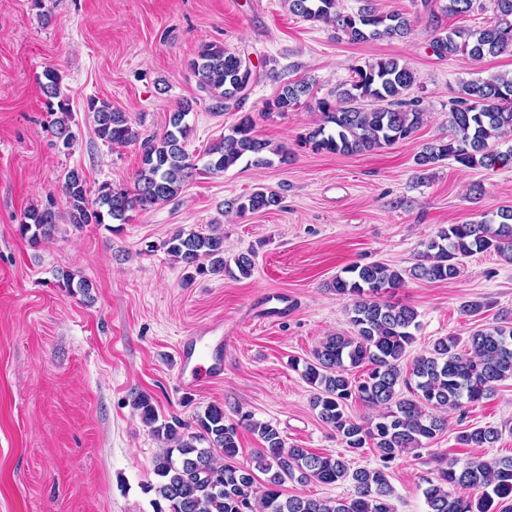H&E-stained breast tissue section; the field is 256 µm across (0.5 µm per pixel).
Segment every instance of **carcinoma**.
Returning <instances> with one entry per match:
<instances>
[{
  "instance_id": "carcinoma-1",
  "label": "carcinoma",
  "mask_w": 512,
  "mask_h": 512,
  "mask_svg": "<svg viewBox=\"0 0 512 512\" xmlns=\"http://www.w3.org/2000/svg\"><path fill=\"white\" fill-rule=\"evenodd\" d=\"M290 11L306 20L332 26L336 34L353 44L406 39L413 24L403 12L382 13L363 0L356 12L338 8V0H287ZM494 20L481 29L442 31L431 41L432 52L441 58L465 55L480 60L512 49V0H492ZM190 67L199 88L222 110L229 102L238 105L256 79L250 60L224 46L203 42ZM351 80L340 85L334 99H322L318 108L323 124L305 137L317 152L359 154L411 138L422 124L420 100L408 97L416 74L406 63L380 57L351 68ZM50 111L54 137L71 147L74 136L72 113L62 95L60 75L49 68L40 83ZM310 89L309 83L285 84L266 109L285 113L297 105ZM97 137L112 146L140 143L141 165L135 174L134 191L101 184L90 198L83 173L67 172L62 185L67 211H56L53 197L29 207L18 231L36 246L50 238L62 218L75 225L123 224L126 213L136 207L147 210L175 197L196 170L185 150L191 127L187 117L192 102L185 101L170 112L167 128L159 135L141 138L123 112L106 102H88ZM453 135L446 141L425 144L415 162L427 169L446 159L466 168L487 170L512 163V149L499 151L495 143L512 132V77L495 75L462 84L449 109ZM253 117L246 113L230 133L207 151L206 169L219 174L240 160L261 169L274 164L272 156L285 163L288 154L270 148L254 133ZM279 195L259 188L237 205V211L258 212L278 206ZM167 251L185 269L197 275H221L236 267L240 276L252 275L253 255L241 253L233 263L224 259V237L179 231L165 242ZM420 263L399 271L379 264L354 263L330 288L351 301L350 322L355 335L328 337L304 361L302 377L314 390L313 408L320 420L336 431L348 451L372 443L381 467L349 470L338 455L322 456L295 445L286 446L276 427L253 424L263 447L246 466L235 464L238 455L237 427L226 423L224 408L212 404L195 415L194 423L173 416L159 420L152 397L139 393L134 407L143 424L164 444L154 457L156 482L146 487L153 493L154 512H393L394 488L386 469L406 449H418L448 428L444 412L476 403L494 395L498 383L512 378V326H493L474 331L467 344L460 338L438 339L426 354L413 360L403 374L401 363L418 329L414 308L385 299L404 286L405 276L427 281H448L459 276L461 259L476 253L495 252L512 262V207H503L494 218L450 224L423 243ZM69 292L91 297L92 283L63 276ZM365 367L363 378L353 380L349 371ZM404 386L410 396L402 397ZM358 399L383 412L367 424L346 412L347 402ZM499 430L488 427L466 429L457 436L466 448H490ZM267 475L257 485V474ZM352 480L349 498L312 499L286 496L288 480L335 485ZM423 494L429 512H512V457L487 461L469 459L462 466L451 462L438 469L436 479H425Z\"/></svg>"
}]
</instances>
